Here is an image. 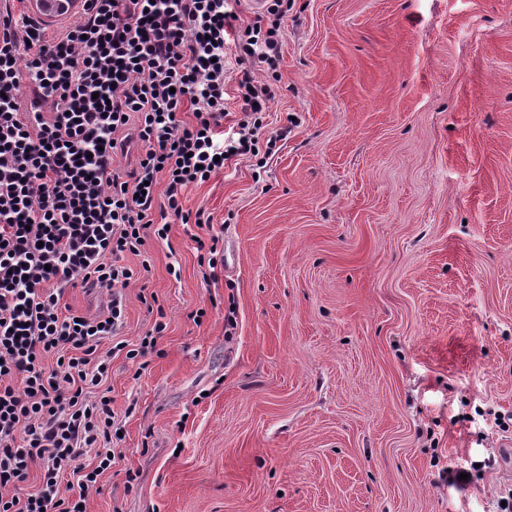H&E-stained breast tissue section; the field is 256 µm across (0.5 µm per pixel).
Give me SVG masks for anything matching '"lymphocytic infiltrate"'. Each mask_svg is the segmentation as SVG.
<instances>
[{"mask_svg":"<svg viewBox=\"0 0 512 512\" xmlns=\"http://www.w3.org/2000/svg\"><path fill=\"white\" fill-rule=\"evenodd\" d=\"M238 0H83L60 34L0 6V512H83L115 465V418L99 387L103 339L117 334L121 294L155 219L185 224L188 188L258 147L289 0H265L244 25ZM241 116L229 122L227 82ZM137 144L134 167L117 155ZM111 292L107 314H63V288ZM55 366H47L48 357ZM97 464L86 468L83 458ZM39 468L36 491L20 490ZM76 475L62 495L64 475Z\"/></svg>","mask_w":512,"mask_h":512,"instance_id":"obj_1","label":"lymphocytic infiltrate"}]
</instances>
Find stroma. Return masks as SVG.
<instances>
[{"label": "stroma", "instance_id": "obj_1", "mask_svg": "<svg viewBox=\"0 0 512 512\" xmlns=\"http://www.w3.org/2000/svg\"><path fill=\"white\" fill-rule=\"evenodd\" d=\"M265 123L188 191L206 223L124 258L121 339L166 329L142 364L98 347L121 457L87 512H494L512 0H294Z\"/></svg>", "mask_w": 512, "mask_h": 512}]
</instances>
